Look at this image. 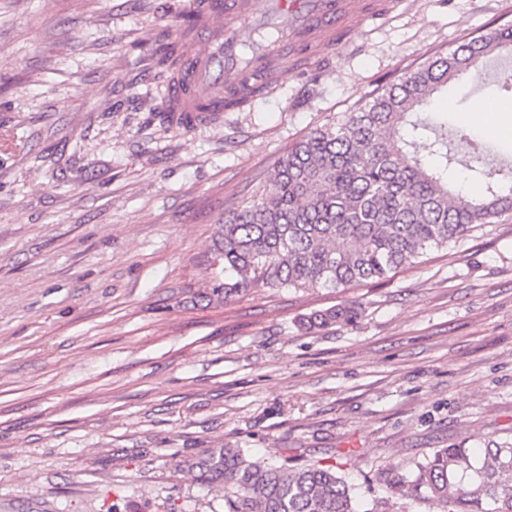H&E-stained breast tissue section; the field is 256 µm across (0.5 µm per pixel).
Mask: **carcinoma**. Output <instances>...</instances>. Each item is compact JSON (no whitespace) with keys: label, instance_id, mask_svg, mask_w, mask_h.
<instances>
[{"label":"carcinoma","instance_id":"cac0c4a2","mask_svg":"<svg viewBox=\"0 0 512 512\" xmlns=\"http://www.w3.org/2000/svg\"><path fill=\"white\" fill-rule=\"evenodd\" d=\"M195 15L179 21L181 37L160 39L156 66L168 84L183 66ZM512 46V27L470 39L373 97L356 112L317 127L279 159L273 181L230 210L210 246L211 287L192 298L227 302L256 288L347 289L384 281L433 249L457 245L473 228L512 215L508 182L484 167L487 146L427 112L434 95L476 78L479 66ZM267 84L248 74L224 109L244 108ZM472 158L481 193L448 185V145ZM342 304L300 318L317 332L360 317ZM193 478L224 490L228 512H380L384 501H358L336 464L295 466L253 459L241 448H210L189 464ZM423 491L443 512H512V443L439 448L400 487Z\"/></svg>","mask_w":512,"mask_h":512}]
</instances>
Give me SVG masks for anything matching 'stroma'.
<instances>
[{
    "instance_id": "stroma-1",
    "label": "stroma",
    "mask_w": 512,
    "mask_h": 512,
    "mask_svg": "<svg viewBox=\"0 0 512 512\" xmlns=\"http://www.w3.org/2000/svg\"><path fill=\"white\" fill-rule=\"evenodd\" d=\"M194 0H0V512H225L189 463L224 445L340 463L365 498L400 490L438 448L512 441V217L382 283L259 288L193 305L229 203L269 183L311 130L364 106L464 39L512 24V0H404L351 22L338 50L286 64L251 107L164 122L160 35ZM489 88L434 109L505 163L512 55ZM468 126V125H467ZM360 319L308 333L341 301Z\"/></svg>"
}]
</instances>
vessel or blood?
I'll use <instances>...</instances> for the list:
<instances>
[{
    "label": "vessel or blood",
    "mask_w": 512,
    "mask_h": 512,
    "mask_svg": "<svg viewBox=\"0 0 512 512\" xmlns=\"http://www.w3.org/2000/svg\"><path fill=\"white\" fill-rule=\"evenodd\" d=\"M401 0H378L365 10L359 0H267L253 6L250 0H196L197 24L187 49V63L179 87L168 88L165 97L172 111L183 117L185 129L203 122L204 106L221 103L227 91L237 88L244 72L276 80L274 64L283 46L311 36L318 46L334 48L343 22L378 19L391 14ZM273 30L272 43H247L240 36Z\"/></svg>",
    "instance_id": "obj_1"
}]
</instances>
